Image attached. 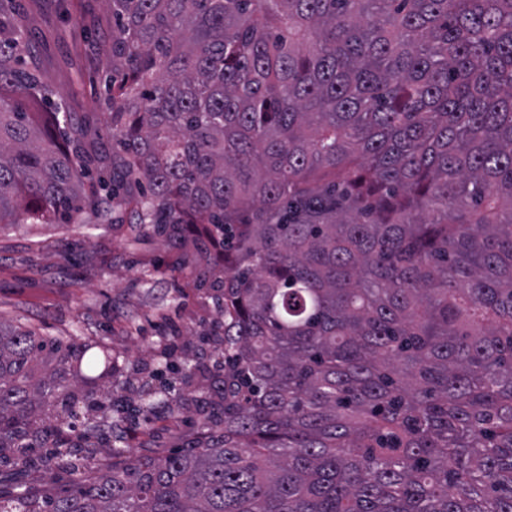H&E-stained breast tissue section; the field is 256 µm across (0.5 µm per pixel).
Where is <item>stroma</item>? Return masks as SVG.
I'll use <instances>...</instances> for the list:
<instances>
[{
  "mask_svg": "<svg viewBox=\"0 0 512 512\" xmlns=\"http://www.w3.org/2000/svg\"><path fill=\"white\" fill-rule=\"evenodd\" d=\"M32 45L45 84L65 111L103 121L101 73L111 43L106 0H23ZM111 224H69L0 231V314L13 324L54 337L79 336L123 353L121 380L129 398L132 372L151 371L161 352L182 356L185 340L219 318L206 289L197 287L187 255L143 232L132 234L124 208ZM127 452L99 449V467L126 455L171 451L194 435L184 415L157 408L148 423L117 421ZM66 488L65 469L46 473L0 463V492L46 482Z\"/></svg>",
  "mask_w": 512,
  "mask_h": 512,
  "instance_id": "obj_1",
  "label": "stroma"
}]
</instances>
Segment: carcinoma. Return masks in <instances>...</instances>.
<instances>
[{"label":"carcinoma","instance_id":"1","mask_svg":"<svg viewBox=\"0 0 512 512\" xmlns=\"http://www.w3.org/2000/svg\"><path fill=\"white\" fill-rule=\"evenodd\" d=\"M110 10L102 155L0 0V229L119 198L224 341L122 407H196L191 445L92 471L120 355L0 320V451L78 475L0 512H512V0Z\"/></svg>","mask_w":512,"mask_h":512}]
</instances>
